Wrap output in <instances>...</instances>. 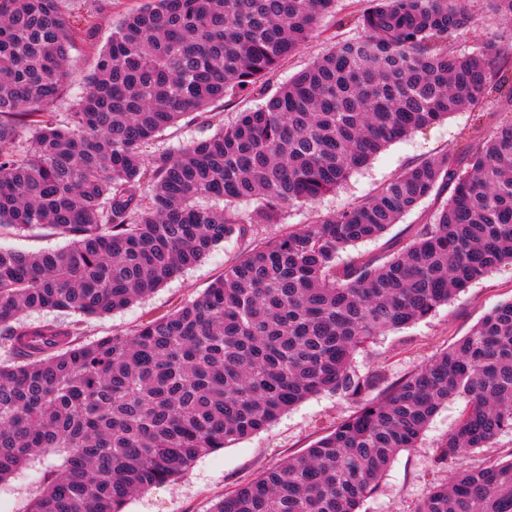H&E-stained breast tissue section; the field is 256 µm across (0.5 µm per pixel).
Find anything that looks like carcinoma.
<instances>
[{"label": "carcinoma", "mask_w": 512, "mask_h": 512, "mask_svg": "<svg viewBox=\"0 0 512 512\" xmlns=\"http://www.w3.org/2000/svg\"><path fill=\"white\" fill-rule=\"evenodd\" d=\"M490 2L512 25V0ZM334 13L336 0H143L113 24L61 124L70 51L97 26L75 25L62 0H0V234L70 239L0 248V481L41 454L62 458L28 512H123L132 494L325 391L358 410L211 512H359L453 400L466 409L434 459L451 476L415 512H512V458L468 464L512 432V301L381 394V375L353 364L375 337L512 264V116L492 119L512 106V53L450 47L473 20L468 0H368L357 35L268 87ZM256 98L213 135L146 154L180 121ZM464 109L476 113L465 150L254 241L256 225ZM444 186L433 221L396 252L338 262ZM232 237L245 248L222 277L129 335L87 341L79 321L25 319L126 308ZM68 240L48 232H16L0 237V246L18 251L55 250L64 247Z\"/></svg>", "instance_id": "cac0c4a2"}]
</instances>
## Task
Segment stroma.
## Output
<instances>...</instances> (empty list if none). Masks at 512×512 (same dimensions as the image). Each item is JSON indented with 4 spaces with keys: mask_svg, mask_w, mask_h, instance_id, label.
<instances>
[{
    "mask_svg": "<svg viewBox=\"0 0 512 512\" xmlns=\"http://www.w3.org/2000/svg\"><path fill=\"white\" fill-rule=\"evenodd\" d=\"M136 5L137 0H65L64 8L74 19L90 10L96 12L97 42L102 45L111 34L113 21ZM365 5L366 0H338L335 16L327 18L320 33L273 73L271 85L285 83L305 69L330 45L338 18L363 9ZM469 7L474 22L456 40L457 49L470 52L493 39L512 50V26L499 23L489 11L486 0H471ZM93 65V47L81 44L72 50L70 79L55 106L58 120H65L71 112ZM473 119L472 112L465 110L392 143L366 167L353 171L335 193L327 195L315 206L289 210L283 224L257 226L256 238L271 237L283 227L306 224L317 216L341 211L374 194L413 161L462 150L469 142ZM445 200L442 194L429 197L404 215L398 224L391 226L383 237L347 247L341 254L342 260L377 261L384 258L405 245L417 225L429 223ZM242 248V242L225 241L200 264L183 271L130 307L102 317L85 318L87 339L132 332L146 319L166 314L192 301L223 274L225 263ZM509 301H512V265L504 264L471 284L448 304L438 307L430 318L379 337L366 352L357 355L356 367L363 373L380 372L385 383H392L466 336L485 314ZM464 407L463 401H452L434 416L418 446L398 453L379 490L364 502L361 512H414L434 483L447 479V469L436 467L434 458L438 446L455 427ZM355 409V403L328 393L312 396L283 414L266 430L201 456L178 481L135 494L125 512H211L224 494L288 458L303 454ZM61 464L60 456H40L1 482L0 512H26L40 489L43 473L60 468Z\"/></svg>",
    "mask_w": 512,
    "mask_h": 512,
    "instance_id": "stroma-1",
    "label": "stroma"
}]
</instances>
